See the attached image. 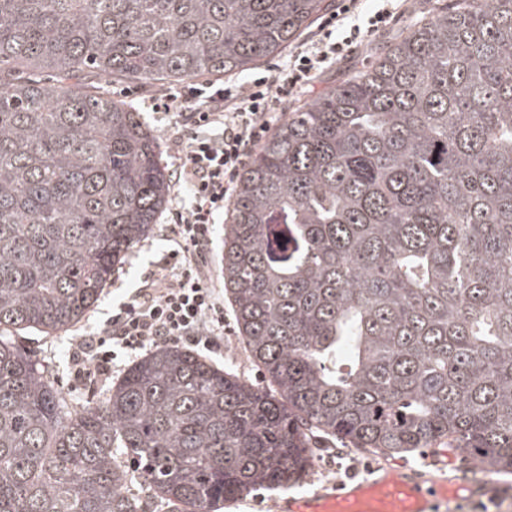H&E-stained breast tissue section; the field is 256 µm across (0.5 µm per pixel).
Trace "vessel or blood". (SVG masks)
<instances>
[{
  "instance_id": "vessel-or-blood-1",
  "label": "vessel or blood",
  "mask_w": 512,
  "mask_h": 512,
  "mask_svg": "<svg viewBox=\"0 0 512 512\" xmlns=\"http://www.w3.org/2000/svg\"><path fill=\"white\" fill-rule=\"evenodd\" d=\"M467 489L469 502L491 495L492 482L463 470L447 473L443 466L390 468L371 466L362 478L338 481L278 502V512H446Z\"/></svg>"
}]
</instances>
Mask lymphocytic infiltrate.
I'll return each mask as SVG.
<instances>
[{"instance_id": "obj_1", "label": "lymphocytic infiltrate", "mask_w": 512, "mask_h": 512, "mask_svg": "<svg viewBox=\"0 0 512 512\" xmlns=\"http://www.w3.org/2000/svg\"><path fill=\"white\" fill-rule=\"evenodd\" d=\"M393 18L389 8L364 10L361 0H341L321 37L282 65L244 83H190L151 98L152 111L180 119L179 174L189 203L173 210L170 251L156 261L141 290L110 318L75 343L69 356L75 378L106 382L119 353L187 341L204 351L220 345L224 302L207 283L206 254L214 224L228 206L241 169L278 121L279 104L342 61Z\"/></svg>"}]
</instances>
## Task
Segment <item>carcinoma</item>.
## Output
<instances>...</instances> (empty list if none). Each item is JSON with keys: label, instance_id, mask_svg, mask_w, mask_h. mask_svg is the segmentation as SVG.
<instances>
[{"label": "carcinoma", "instance_id": "carcinoma-1", "mask_svg": "<svg viewBox=\"0 0 512 512\" xmlns=\"http://www.w3.org/2000/svg\"><path fill=\"white\" fill-rule=\"evenodd\" d=\"M334 0H0V512H212L293 487L318 433L512 475V0L431 11L240 176L224 295L266 384L160 343L77 409L16 334L79 323L169 198L160 140L87 81L282 53Z\"/></svg>", "mask_w": 512, "mask_h": 512}]
</instances>
